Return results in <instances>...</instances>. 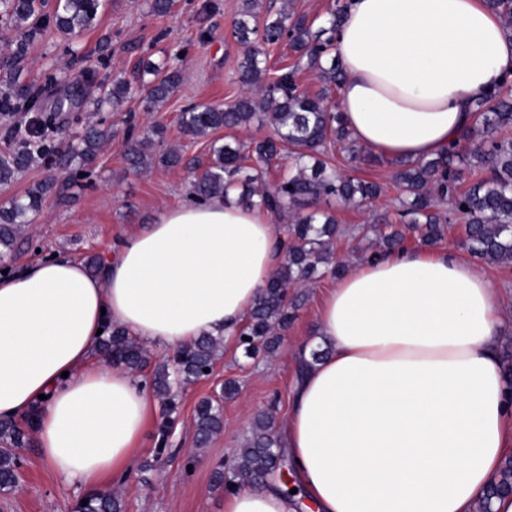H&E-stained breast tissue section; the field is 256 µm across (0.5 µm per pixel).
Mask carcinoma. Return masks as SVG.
Segmentation results:
<instances>
[{"label": "carcinoma", "mask_w": 512, "mask_h": 512, "mask_svg": "<svg viewBox=\"0 0 512 512\" xmlns=\"http://www.w3.org/2000/svg\"><path fill=\"white\" fill-rule=\"evenodd\" d=\"M258 0H243V9L235 22L232 37L243 48L237 65V82L250 90L225 107L201 105L182 112L183 132L194 139H206L224 128H247L262 117L272 127L270 134L249 142L213 141L211 161L202 173L194 176L192 193L198 200L222 197L244 207L261 206L273 215L292 217L288 224V241L282 264L268 280L257 304L245 317L238 331L239 343L245 350L257 353L271 351L276 335L288 329V289L310 280L318 271L332 276L341 275L345 262L336 256L333 245L341 233L336 217L318 208L327 199L336 198L346 204L363 206L378 197L381 187L348 172L336 171L331 150L346 151L349 159H359L345 119L325 97L298 92L294 87V72H282L274 82H266L264 44L283 40L299 59L311 68L320 69L326 85H336L343 78L342 68L331 64L327 68L320 60L331 46L336 29L343 22L348 0H336L322 29L324 41L309 39L306 19L281 9L266 20L263 30L255 25ZM41 4L37 0H0V11L16 31L15 40L0 51V113L32 112L35 102L20 93L15 65L27 55L38 26L34 24ZM101 0H56L52 23L62 34L81 35L97 19ZM153 79L142 96L144 108L154 112L168 100L182 82V72L176 68L157 66L151 70ZM131 93V86L117 81L100 89L95 105L120 104ZM498 100L491 112L476 114L463 135L435 158L405 160L397 164L394 179L406 199L398 224H371L360 228L364 236H373L378 248L363 255L375 258L399 248L412 234L425 245L436 244L448 234V215L441 207L465 220L463 242L477 257L492 265L512 264V99L497 92ZM107 139V132L89 123L74 136L68 157L84 162L94 159ZM46 138L36 141L21 139L11 154L0 158V186L7 187L18 174L36 160L51 153ZM164 131L154 128L144 139L128 138L126 157L131 168L138 169L154 147L162 149L159 161L169 167L178 166L182 156L174 149L164 148ZM290 150L291 164L271 190H256L271 168V161ZM482 177L468 189L460 185L475 171ZM56 186L53 176L7 207H0V257L13 254L27 227V216L38 211L45 197ZM223 353V337L203 336L178 349L173 362L154 367L151 384L156 394L171 403L172 391L200 379L204 369L215 367ZM96 354L106 363L130 372L147 366L149 355L140 340L119 325H112L100 338ZM238 391L235 381L224 382L220 398H205L194 411V431L197 441L206 443L224 428V396ZM24 433L12 419H0V488L18 482L16 449L22 447ZM286 467L280 449V438L272 412L258 415L251 437L240 449L232 468L219 466L215 482L228 490L236 489L238 476L249 483L260 481L272 472ZM512 492V460H505L499 479L486 491L478 504V512H491L493 498ZM87 505L77 503L75 512H122V501L112 493L98 492L85 497Z\"/></svg>", "instance_id": "carcinoma-1"}]
</instances>
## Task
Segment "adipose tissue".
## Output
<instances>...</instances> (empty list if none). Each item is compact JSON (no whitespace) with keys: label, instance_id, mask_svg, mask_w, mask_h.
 Segmentation results:
<instances>
[{"label":"adipose tissue","instance_id":"ef3b65f1","mask_svg":"<svg viewBox=\"0 0 512 512\" xmlns=\"http://www.w3.org/2000/svg\"><path fill=\"white\" fill-rule=\"evenodd\" d=\"M333 54L354 138L388 159H429L512 82V31L485 0H351ZM270 214L217 197L163 210L98 275L67 253L0 277V418L30 423L42 463L97 487L131 464L146 383L93 360L119 324L174 350L233 340L284 259ZM282 450L313 512H475L512 450L501 297L455 250L386 253L328 288ZM224 512H295L285 489L237 490Z\"/></svg>","mask_w":512,"mask_h":512}]
</instances>
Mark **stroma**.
Returning a JSON list of instances; mask_svg holds the SVG:
<instances>
[{
	"mask_svg": "<svg viewBox=\"0 0 512 512\" xmlns=\"http://www.w3.org/2000/svg\"><path fill=\"white\" fill-rule=\"evenodd\" d=\"M242 0H176L167 14L149 12V0H103L99 22L70 40L47 27L30 45L18 80L46 104L76 100L75 108L55 113L47 142L53 148L50 164H38L19 174L8 187H0V207L24 195L45 177L56 176L58 185L47 195L40 211L31 217L32 235L7 259L8 271L64 252L82 261L105 259L121 237L153 223L159 212L188 201L194 178L189 161L207 162L210 143L185 135L179 125L182 111L194 104L224 106L243 93L236 81L241 46L232 38V25ZM178 58L183 82L158 111H144L139 97L115 108L94 111L88 100L99 88L116 79L139 84L146 63ZM297 57L287 45L268 47L269 76L297 67ZM298 69L299 82L309 94L337 97L315 70ZM94 121L109 129V140L98 153L90 176H82L79 162L69 168L57 162L66 151L67 135ZM166 128V146L178 149L185 164L168 168L153 164L142 171L129 170L124 160L128 133L143 135L154 125ZM391 161L364 165L362 177L382 183L384 192L365 206L331 202L339 224L346 230L337 239L336 253L347 266L360 263L356 233L364 224L393 221L400 206ZM332 278L308 282L288 292L294 317L280 336L273 353L246 356L239 343L229 344L207 380L179 388L174 412H165L153 399L152 412L135 460L125 482H106V491L119 495L124 512H224V487L214 482L219 465H231L239 448L251 435L254 417L274 409L284 423L289 391L298 377V358L315 339L318 308ZM237 380L239 391L224 402V429L203 447L195 443L192 425L197 402L220 393L226 380ZM167 428V446L159 448L160 428ZM19 480L0 489V512H73L90 488L60 483L43 467L33 432H26L18 450ZM152 463L149 474L141 467Z\"/></svg>",
	"mask_w": 512,
	"mask_h": 512,
	"instance_id": "35a3bbf8",
	"label": "stroma"
}]
</instances>
